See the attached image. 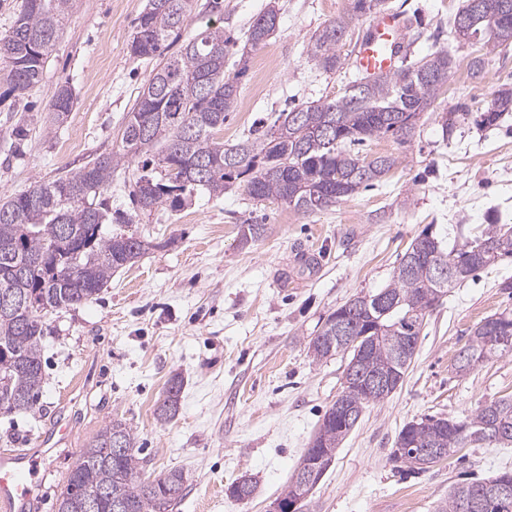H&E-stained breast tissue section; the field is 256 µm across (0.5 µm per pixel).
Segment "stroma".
<instances>
[{"label": "stroma", "instance_id": "35a3bbf8", "mask_svg": "<svg viewBox=\"0 0 512 512\" xmlns=\"http://www.w3.org/2000/svg\"><path fill=\"white\" fill-rule=\"evenodd\" d=\"M281 22L253 52L238 104L217 136L231 145L295 105L342 95L352 66L316 68L311 36L349 11L351 0H277ZM146 0H76L42 82L25 97L0 83V198L75 171L115 151L128 112L156 63L131 57L127 42ZM465 0H386L410 19V57L450 51L457 64L412 138L367 142L361 155L395 154L401 164L375 186L312 214L251 200L236 188L199 193L178 209L135 214L130 167L104 196L132 214L128 231L156 242L114 272L92 303L47 320L45 380L35 410L0 413V453L35 450L56 420L70 441L37 464L33 512H57L73 461L113 419L134 430L146 475L179 469L186 490L172 512H267L281 497L311 436L343 383L346 356L314 361L307 338L348 300L383 288L425 228L440 234L495 222L512 226V114L477 120L501 87H512V47L456 42L450 23ZM484 61L479 74L469 62ZM69 81L74 106L57 122L49 104ZM460 115L443 138L446 113ZM25 137L16 141L14 130ZM265 236L242 244L240 226ZM512 258L451 289L426 317L401 386L362 415L300 512H436L458 484L512 471V447L459 448L426 473L391 462L402 426L427 416L459 419L512 395V355L466 375L452 364L483 318L512 311ZM184 381L177 416L154 414L172 375ZM256 483L238 501L228 488Z\"/></svg>", "mask_w": 512, "mask_h": 512}]
</instances>
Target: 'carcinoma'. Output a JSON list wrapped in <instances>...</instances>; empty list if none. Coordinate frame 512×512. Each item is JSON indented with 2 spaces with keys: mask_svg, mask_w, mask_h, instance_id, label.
Returning <instances> with one entry per match:
<instances>
[{
  "mask_svg": "<svg viewBox=\"0 0 512 512\" xmlns=\"http://www.w3.org/2000/svg\"><path fill=\"white\" fill-rule=\"evenodd\" d=\"M75 0H22L13 25L0 37V81L17 98L37 86L47 61L58 45L63 22ZM195 0H148L139 14L127 47L135 58L159 60L128 112L118 149L99 155L83 167L43 182L32 189L0 199V297L28 296L35 304L22 313L0 309V412L33 410L44 383L42 339L53 313L77 308L97 299L116 270L133 264L151 243L130 233L112 234L105 225L124 223L102 198L112 172L128 159H139L133 173L132 200L137 210L152 212L167 204L176 207L200 190L219 196L238 185L257 202L276 200L303 214L322 211L381 180L399 164V157L378 155L369 160L351 147L392 136L411 137L448 81L456 60L437 50L414 64L400 65L390 75L357 77L334 99L308 102L278 118L258 137L248 136L226 147L216 138L224 120L236 108L240 69L229 75L224 60L231 38L224 36L223 0L201 5L197 30L183 36ZM456 14L450 33L461 42L477 41L492 50L512 45V16L491 26L471 7ZM385 8V0H354L353 13L339 15L317 30L308 44V56L325 71L340 65L339 49L347 38L352 14ZM280 12L271 0L245 34L238 63L264 47L278 29ZM179 49L164 54L170 44ZM74 104L69 82L59 84L50 110L62 120ZM512 112V88L498 90L481 114V123L493 126ZM512 258V227L488 224L480 234H459L451 243L431 231L410 244L379 291L358 296L331 312L309 337L308 352L316 361L341 352L351 354L346 369L355 380L340 395L356 414L386 399L368 390L359 379L394 371L405 373L415 354L407 337L420 335L426 316L476 271L503 258ZM448 266L451 277L434 278L431 262ZM489 321L512 327V311L485 317L468 344L473 361L486 363L512 355V344L485 340ZM363 337L355 345L337 339L335 327ZM183 379L174 374L164 398L155 408L161 422L179 411ZM444 426L420 420L405 424L397 440L410 448H484L512 445V397L478 406L462 420L438 418ZM358 421L347 424L329 408L305 453L339 448ZM119 439L129 452L116 456L112 441ZM130 426L106 423L87 447L76 455L58 501L63 512H77L73 500L98 501L96 512H169L183 496L185 476L169 470L143 476V459ZM510 477L504 471L492 479L454 487L438 512H512V497L499 499L490 484ZM253 480L242 477L230 485L237 500L252 497Z\"/></svg>",
  "mask_w": 512,
  "mask_h": 512,
  "instance_id": "cac0c4a2",
  "label": "carcinoma"
}]
</instances>
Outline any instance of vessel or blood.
Returning a JSON list of instances; mask_svg holds the SVG:
<instances>
[{
  "label": "vessel or blood",
  "instance_id": "obj_1",
  "mask_svg": "<svg viewBox=\"0 0 512 512\" xmlns=\"http://www.w3.org/2000/svg\"><path fill=\"white\" fill-rule=\"evenodd\" d=\"M404 42L401 16L392 12L377 14L353 51L351 64L368 75L393 72ZM36 461L31 451L0 455V512H29L36 485Z\"/></svg>",
  "mask_w": 512,
  "mask_h": 512
}]
</instances>
